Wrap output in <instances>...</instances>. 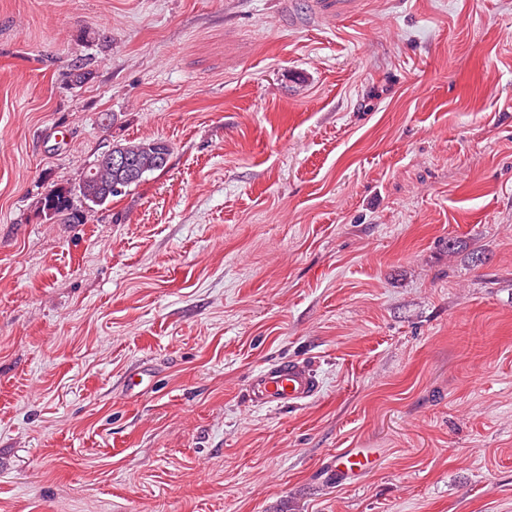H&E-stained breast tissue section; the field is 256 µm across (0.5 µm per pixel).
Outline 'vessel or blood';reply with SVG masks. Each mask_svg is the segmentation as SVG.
I'll return each instance as SVG.
<instances>
[{
  "instance_id": "vessel-or-blood-1",
  "label": "vessel or blood",
  "mask_w": 512,
  "mask_h": 512,
  "mask_svg": "<svg viewBox=\"0 0 512 512\" xmlns=\"http://www.w3.org/2000/svg\"><path fill=\"white\" fill-rule=\"evenodd\" d=\"M319 388L317 375L309 365L289 360L263 367L251 378L248 392L254 405L266 407L304 404L316 397ZM373 468V458L361 450L340 452L334 461V472L341 481L359 479Z\"/></svg>"
}]
</instances>
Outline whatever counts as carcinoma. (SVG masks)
<instances>
[{"label":"carcinoma","instance_id":"obj_1","mask_svg":"<svg viewBox=\"0 0 512 512\" xmlns=\"http://www.w3.org/2000/svg\"><path fill=\"white\" fill-rule=\"evenodd\" d=\"M112 153L126 157V163L120 167L107 168L102 163L105 155L97 158L99 161V176L96 179L80 181L78 188L85 207H77L74 204L71 187L55 184L37 202L40 213L53 210V218L65 224H75L83 221L85 209L102 206L112 201V196L105 195L101 188V182L112 178V182L123 189H128L139 184L148 173L163 170L168 162L170 154L169 145L161 139L128 141L112 146Z\"/></svg>","mask_w":512,"mask_h":512}]
</instances>
